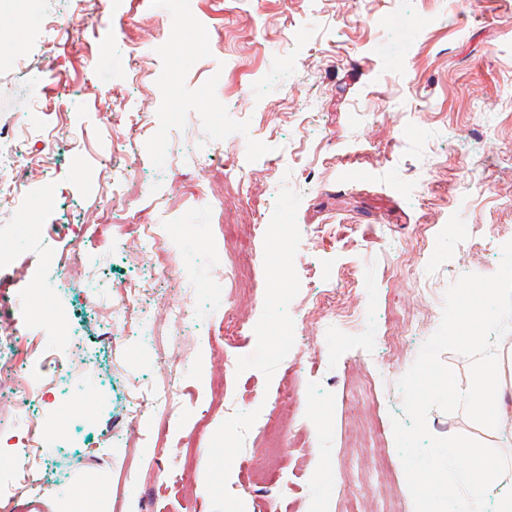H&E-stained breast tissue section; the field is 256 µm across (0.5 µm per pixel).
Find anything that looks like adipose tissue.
Wrapping results in <instances>:
<instances>
[{
  "mask_svg": "<svg viewBox=\"0 0 512 512\" xmlns=\"http://www.w3.org/2000/svg\"><path fill=\"white\" fill-rule=\"evenodd\" d=\"M508 289L483 284L466 291L465 314L450 313L447 340L472 351L492 350L476 369L471 385L448 384V404L465 406L481 438L448 436V471L445 496H434L430 512H512V491L492 494L494 482L512 471V458L492 445L493 439L512 436V406L506 400L512 388V343L504 333L512 329V306L504 298ZM498 335H491V328Z\"/></svg>",
  "mask_w": 512,
  "mask_h": 512,
  "instance_id": "ef3b65f1",
  "label": "adipose tissue"
}]
</instances>
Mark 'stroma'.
Returning a JSON list of instances; mask_svg holds the SVG:
<instances>
[{"instance_id":"1","label":"stroma","mask_w":512,"mask_h":512,"mask_svg":"<svg viewBox=\"0 0 512 512\" xmlns=\"http://www.w3.org/2000/svg\"><path fill=\"white\" fill-rule=\"evenodd\" d=\"M102 2L109 23L74 40L46 19L63 0H0V37L45 65L0 62V136L26 123L34 144L63 120L88 133L29 173L25 206L0 223L12 254L0 319L22 326L29 372L45 344L62 372L30 406L52 451L44 492L14 482L25 431L0 402V484L15 487L0 512H48L51 495L78 512L90 482L96 512H339L346 498L381 512L390 483L406 512H424L413 481L445 471L449 430H469L448 409V382L473 375L472 353L428 344L467 288L512 289V0ZM162 15L176 27L158 32ZM133 48L142 87L126 78ZM113 92L127 108H112ZM274 102L275 125L258 123ZM228 162L243 191L224 190ZM115 165L152 185L134 208L172 231L196 311L185 324L164 313L168 274L130 261L123 217L98 221ZM473 176L481 190L468 189ZM205 180L217 204L198 197ZM147 279L149 318L114 352L102 309ZM318 301L324 318L306 320ZM219 376L233 411L210 403ZM171 380L167 436L153 433L155 412L131 424V395ZM291 381L309 410L267 459L240 437L276 418Z\"/></svg>"}]
</instances>
